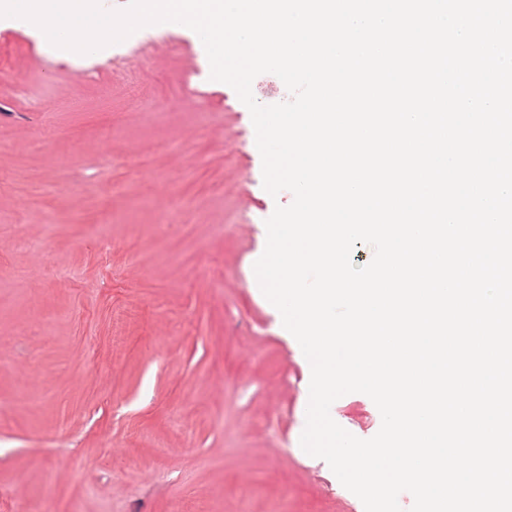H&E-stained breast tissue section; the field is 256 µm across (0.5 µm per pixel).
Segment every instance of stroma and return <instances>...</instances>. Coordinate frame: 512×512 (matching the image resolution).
Returning <instances> with one entry per match:
<instances>
[{
  "mask_svg": "<svg viewBox=\"0 0 512 512\" xmlns=\"http://www.w3.org/2000/svg\"><path fill=\"white\" fill-rule=\"evenodd\" d=\"M209 75L183 27L79 61L0 19V512H364L300 445L311 368L253 270L293 195Z\"/></svg>",
  "mask_w": 512,
  "mask_h": 512,
  "instance_id": "1",
  "label": "stroma"
}]
</instances>
